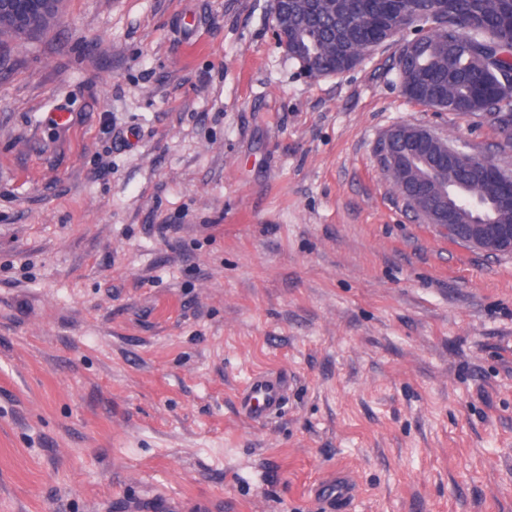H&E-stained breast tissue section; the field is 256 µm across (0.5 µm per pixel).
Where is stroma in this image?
Segmentation results:
<instances>
[{
  "label": "stroma",
  "mask_w": 512,
  "mask_h": 512,
  "mask_svg": "<svg viewBox=\"0 0 512 512\" xmlns=\"http://www.w3.org/2000/svg\"><path fill=\"white\" fill-rule=\"evenodd\" d=\"M394 46L310 78L270 0H65L0 42V512H512V255L380 170ZM160 224L177 233L158 236ZM287 375L276 416L239 415ZM288 399V377L259 374L239 395V413L250 420H266L281 410ZM354 493V485L349 477L337 475L323 483L318 494L325 510L328 512H341L348 508Z\"/></svg>",
  "instance_id": "stroma-1"
}]
</instances>
